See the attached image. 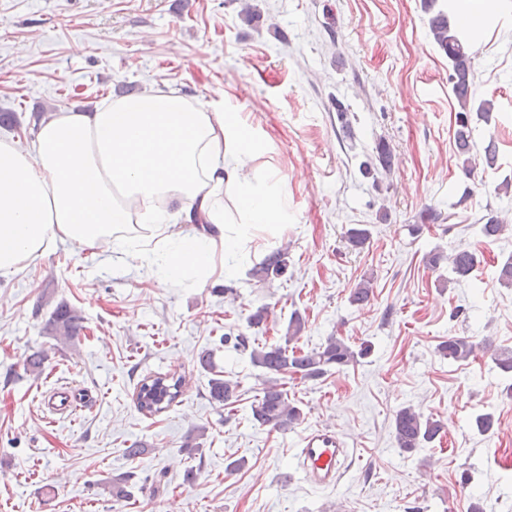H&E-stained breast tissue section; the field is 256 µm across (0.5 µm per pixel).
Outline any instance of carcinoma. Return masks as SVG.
Here are the masks:
<instances>
[{
  "label": "carcinoma",
  "instance_id": "cac0c4a2",
  "mask_svg": "<svg viewBox=\"0 0 512 512\" xmlns=\"http://www.w3.org/2000/svg\"><path fill=\"white\" fill-rule=\"evenodd\" d=\"M429 28L438 48L448 57L452 73V90L460 107L455 132V145L458 155L463 157V166L470 169L473 149L472 129L469 123L473 70L470 49L458 27L442 10L429 19ZM376 161L384 171H391L393 154L388 143L376 145ZM448 262L452 272L459 278L469 277L476 267L475 256L465 248L446 255L440 250L429 253L426 264L436 269ZM287 267V256L282 251L267 255L260 263L259 272L264 278L279 276ZM373 278L365 277L351 291L350 301L356 305L369 302L372 295ZM81 316L66 304H59L44 324V332L54 337L71 340L79 328ZM304 328L302 317L295 313L288 322L284 343L264 345L252 349V364L264 371L261 395L251 408L252 421L261 427L286 431L302 419L301 409L288 401L287 390L279 382V376L298 375L302 379L316 380L333 369L341 370L367 356L370 345L363 343L354 349L344 339L330 336L316 349L305 351L292 345ZM438 351L453 360L466 361L476 356V345L466 337H450L441 343ZM210 398L219 404L229 405L237 398L238 382L217 376L210 379ZM182 378L168 376L145 378L137 387V404L141 411L155 414L168 409L180 395ZM444 425L439 420L424 416L412 406L399 409L394 418L395 438L399 448L412 451L434 441L443 432Z\"/></svg>",
  "mask_w": 512,
  "mask_h": 512
}]
</instances>
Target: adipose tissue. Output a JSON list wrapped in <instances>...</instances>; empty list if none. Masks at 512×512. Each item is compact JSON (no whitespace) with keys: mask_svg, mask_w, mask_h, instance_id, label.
<instances>
[{"mask_svg":"<svg viewBox=\"0 0 512 512\" xmlns=\"http://www.w3.org/2000/svg\"><path fill=\"white\" fill-rule=\"evenodd\" d=\"M260 157L240 114L175 90L51 113L31 148L0 140V273L68 240L160 261L172 286L233 274L241 246L288 227Z\"/></svg>","mask_w":512,"mask_h":512,"instance_id":"ef3b65f1","label":"adipose tissue"}]
</instances>
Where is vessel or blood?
<instances>
[{"label": "vessel or blood", "mask_w": 512, "mask_h": 512, "mask_svg": "<svg viewBox=\"0 0 512 512\" xmlns=\"http://www.w3.org/2000/svg\"><path fill=\"white\" fill-rule=\"evenodd\" d=\"M348 460L346 443L327 426L318 427L304 436L298 450L300 471L308 481L320 486L336 484Z\"/></svg>", "instance_id": "1"}]
</instances>
